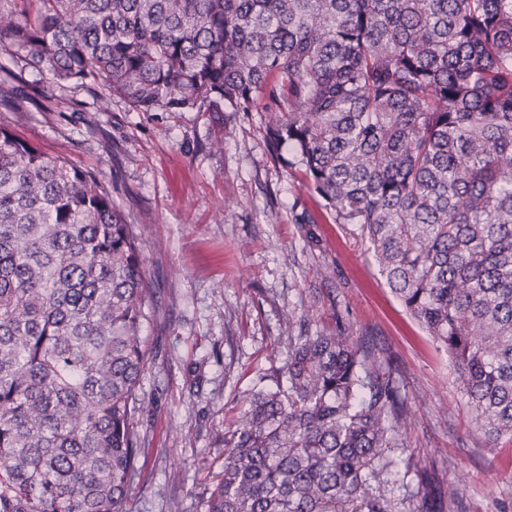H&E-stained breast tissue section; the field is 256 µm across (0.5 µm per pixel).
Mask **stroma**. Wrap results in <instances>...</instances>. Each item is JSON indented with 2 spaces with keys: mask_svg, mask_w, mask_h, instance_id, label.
<instances>
[{
  "mask_svg": "<svg viewBox=\"0 0 512 512\" xmlns=\"http://www.w3.org/2000/svg\"><path fill=\"white\" fill-rule=\"evenodd\" d=\"M53 112L0 108V125L93 172L140 238L154 315L142 334L145 439L127 512H203L224 435L288 360L282 316L343 324L395 369L410 409L392 512H512V443L489 449L447 353L411 318L348 225L273 159L253 112H135L101 87L41 86ZM179 480H171V470Z\"/></svg>",
  "mask_w": 512,
  "mask_h": 512,
  "instance_id": "obj_1",
  "label": "stroma"
}]
</instances>
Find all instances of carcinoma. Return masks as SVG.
I'll return each instance as SVG.
<instances>
[{"label":"carcinoma","mask_w":512,"mask_h":512,"mask_svg":"<svg viewBox=\"0 0 512 512\" xmlns=\"http://www.w3.org/2000/svg\"><path fill=\"white\" fill-rule=\"evenodd\" d=\"M0 50L17 112L26 71L135 112L272 98L268 147L369 245L490 447L512 441V0H0ZM153 306L111 193L1 126L0 512H126ZM283 322L204 512H390L392 368L343 324Z\"/></svg>","instance_id":"obj_1"}]
</instances>
